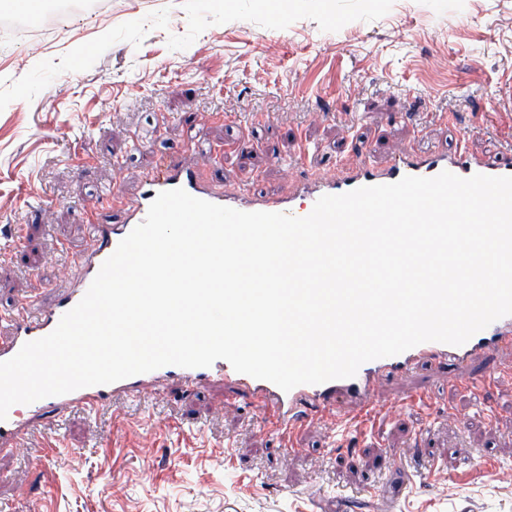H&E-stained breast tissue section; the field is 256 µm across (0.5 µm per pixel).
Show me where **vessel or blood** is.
Here are the masks:
<instances>
[{"instance_id": "vessel-or-blood-1", "label": "vessel or blood", "mask_w": 512, "mask_h": 512, "mask_svg": "<svg viewBox=\"0 0 512 512\" xmlns=\"http://www.w3.org/2000/svg\"><path fill=\"white\" fill-rule=\"evenodd\" d=\"M443 171L462 178L475 174L512 176V157L496 153L475 160L467 141L462 139L450 152L416 153L395 160L381 170L362 162L350 165L346 170L337 172L336 176L316 182L314 187L287 199L228 191L224 187L207 184L201 174L177 162H161L146 178L136 207L121 222H88L87 227L96 246L91 252L78 257L80 275L72 288L49 309L41 310L21 303L11 310L10 333L7 338H0V361L12 358L25 342L42 338L56 328L61 317L83 298L102 263L114 252L118 243L145 219L150 203L159 192L181 188L196 198L244 212H284L302 217L308 215L316 201L325 195H339L362 186L390 184L406 176L433 177ZM500 350H512V315L494 321L463 345L425 342L399 355L366 362L354 377L315 385L303 384L287 392L272 382L236 372L224 360L216 361L207 368L165 366L111 384L85 387L30 404L12 406L6 419L0 420V452L25 443L31 426L39 419L48 416L59 418L74 409L98 411L116 395L141 392L152 381L176 382L187 389L197 381L212 376L235 382L248 396L271 412L272 425L278 434L289 435L300 422L302 408L308 402L356 400L367 405L371 402L372 386L378 379L409 371L422 362L451 366L482 363L493 352Z\"/></svg>"}]
</instances>
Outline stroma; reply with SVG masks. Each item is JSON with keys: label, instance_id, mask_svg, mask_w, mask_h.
<instances>
[{"label": "stroma", "instance_id": "35a3bbf8", "mask_svg": "<svg viewBox=\"0 0 512 512\" xmlns=\"http://www.w3.org/2000/svg\"><path fill=\"white\" fill-rule=\"evenodd\" d=\"M33 18L0 28V244L17 239L0 312L70 288L60 242L88 250L87 213L120 219L162 157L285 196L462 135L478 158L512 145V0H288L276 18L260 0H104ZM495 361L482 404L427 365L377 381L388 418L358 436L350 405H313L293 454L233 384L152 383L0 453V512H512V352Z\"/></svg>", "mask_w": 512, "mask_h": 512}]
</instances>
